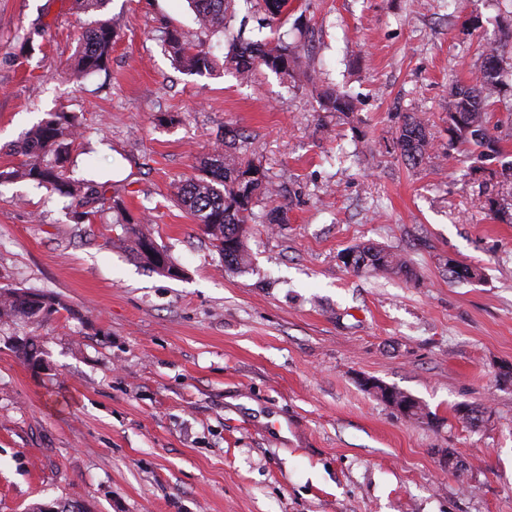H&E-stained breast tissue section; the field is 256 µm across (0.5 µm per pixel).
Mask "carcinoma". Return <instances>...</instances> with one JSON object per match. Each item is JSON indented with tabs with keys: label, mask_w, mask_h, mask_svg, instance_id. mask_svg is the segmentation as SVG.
I'll return each instance as SVG.
<instances>
[{
	"label": "carcinoma",
	"mask_w": 512,
	"mask_h": 512,
	"mask_svg": "<svg viewBox=\"0 0 512 512\" xmlns=\"http://www.w3.org/2000/svg\"><path fill=\"white\" fill-rule=\"evenodd\" d=\"M201 24V28L213 35L224 36L228 31V17L233 11V0H187ZM116 38V31L105 20H95L77 39L73 63L62 75H90L106 69ZM512 42V31L504 33L503 49H493L486 56L480 74L470 83L455 87L448 103L449 154L461 146L473 148L476 160L483 161L501 155L499 138L491 131L488 107L495 93L498 78L507 64L506 46ZM164 45L174 62L182 70L195 75L213 71L215 60L211 51L183 39L180 33L169 31ZM264 66L277 75L288 78L300 68L299 56L283 43L251 44L241 38L230 42L224 52V68L233 71L241 81L251 78L253 72ZM319 104L328 112L349 115L356 110L354 99L337 90L320 93ZM81 123L75 114H58L34 126L22 143L13 149L20 156L12 167L0 170V184L26 181L52 194L71 199L76 206L105 200V185L91 178L77 177L66 167L69 146L79 136ZM397 146L404 160L413 166L420 164L434 145V137L425 120L415 113L402 116L398 127ZM198 174L190 177L177 188L180 205L190 213L227 267L245 264L246 225L284 224L287 222L282 206L276 203V189L269 181L263 167L252 159L227 153L217 148L212 154L199 160ZM267 201V209L261 214L253 211L259 200ZM115 213L114 224L121 228L119 240L128 252L149 270L164 275L178 276L181 269L159 244L149 225L133 218L123 205L115 200L109 206ZM352 262L344 266L354 271L371 270L376 274H393L410 278L413 269L400 255L373 244H358L345 249ZM67 306L57 297L39 295L12 286L0 288V324L40 322ZM17 357L31 366L40 360V352L31 340L14 348ZM383 400H394L406 406V416L421 420L430 418V412L413 396L394 387L380 389ZM460 417L473 426L484 422V412L479 408L461 404L457 408Z\"/></svg>",
	"instance_id": "cac0c4a2"
}]
</instances>
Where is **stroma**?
Here are the masks:
<instances>
[{
    "instance_id": "obj_1",
    "label": "stroma",
    "mask_w": 512,
    "mask_h": 512,
    "mask_svg": "<svg viewBox=\"0 0 512 512\" xmlns=\"http://www.w3.org/2000/svg\"><path fill=\"white\" fill-rule=\"evenodd\" d=\"M247 38L298 47L306 77L225 72L223 37L186 0H108L105 71L60 70L90 18L73 0H0V168L49 114L83 136L67 165L107 183L183 275L153 273L118 240L110 210L75 223L69 199L0 186V286L59 297L41 325H0V512H512V77L491 106L503 159L446 155L456 82L512 29L505 0H291ZM210 49L211 74L178 70L161 36ZM352 96L353 114L317 95ZM434 148L407 165L403 113ZM231 141L260 162L284 224H252L249 263L225 267L174 194L197 158ZM366 242L411 278L345 268ZM480 268L449 278L448 261ZM35 338L49 368L16 357ZM419 399L413 420L364 387ZM480 406L473 428L457 405ZM460 466H448L449 455ZM319 104L328 112H339L346 116L356 110L354 99L337 90L322 91L319 96Z\"/></svg>"
}]
</instances>
